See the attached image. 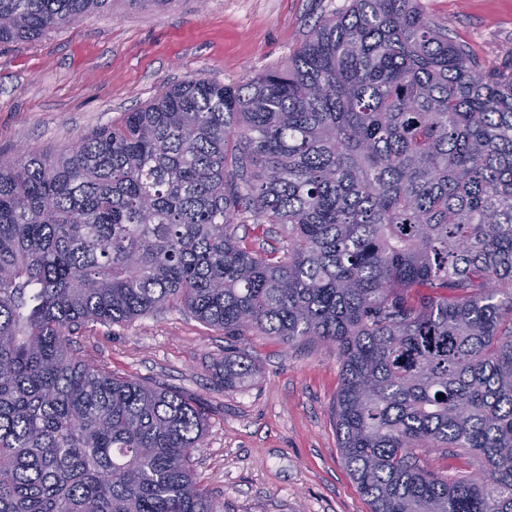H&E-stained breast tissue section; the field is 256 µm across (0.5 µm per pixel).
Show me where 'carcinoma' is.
I'll use <instances>...</instances> for the list:
<instances>
[{"label":"carcinoma","instance_id":"cac0c4a2","mask_svg":"<svg viewBox=\"0 0 512 512\" xmlns=\"http://www.w3.org/2000/svg\"><path fill=\"white\" fill-rule=\"evenodd\" d=\"M110 2L0 0V44ZM170 306L336 348L372 512H512V58L482 63L421 0H348L244 84L190 78L0 158V512H224L192 463L205 408L71 349ZM255 372L226 355L214 378ZM430 448L470 470H425Z\"/></svg>","mask_w":512,"mask_h":512}]
</instances>
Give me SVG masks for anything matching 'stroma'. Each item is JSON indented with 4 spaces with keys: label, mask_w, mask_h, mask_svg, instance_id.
Wrapping results in <instances>:
<instances>
[{
    "label": "stroma",
    "mask_w": 512,
    "mask_h": 512,
    "mask_svg": "<svg viewBox=\"0 0 512 512\" xmlns=\"http://www.w3.org/2000/svg\"><path fill=\"white\" fill-rule=\"evenodd\" d=\"M485 64L512 51V0H421ZM347 0H114L33 42L0 46V154L55 150L193 77L227 85L280 66ZM75 354L112 373L201 400L209 427L194 467L224 512H371L338 448L334 348L240 340L170 308L128 323H88ZM253 361L254 379L221 390L224 353Z\"/></svg>",
    "instance_id": "1"
}]
</instances>
